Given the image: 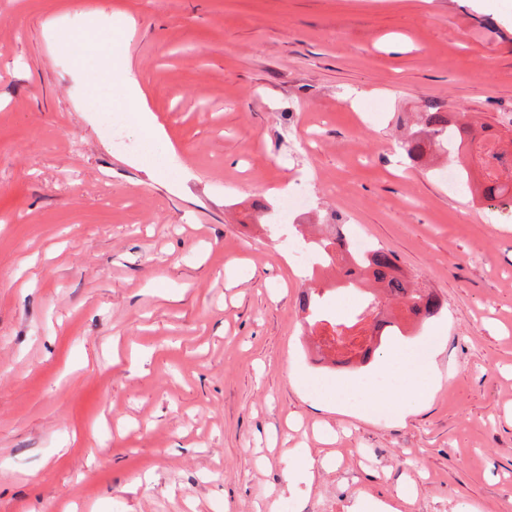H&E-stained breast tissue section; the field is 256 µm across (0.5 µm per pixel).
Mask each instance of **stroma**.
Returning a JSON list of instances; mask_svg holds the SVG:
<instances>
[{
  "label": "stroma",
  "mask_w": 512,
  "mask_h": 512,
  "mask_svg": "<svg viewBox=\"0 0 512 512\" xmlns=\"http://www.w3.org/2000/svg\"><path fill=\"white\" fill-rule=\"evenodd\" d=\"M492 3L0 0V512H350L406 484L403 512H501L512 217L396 149L428 100L512 134ZM124 66L165 147L100 135ZM303 195L442 301L406 343L442 330L448 378L405 419L338 412L306 361L298 302L326 276L261 230Z\"/></svg>",
  "instance_id": "stroma-1"
}]
</instances>
